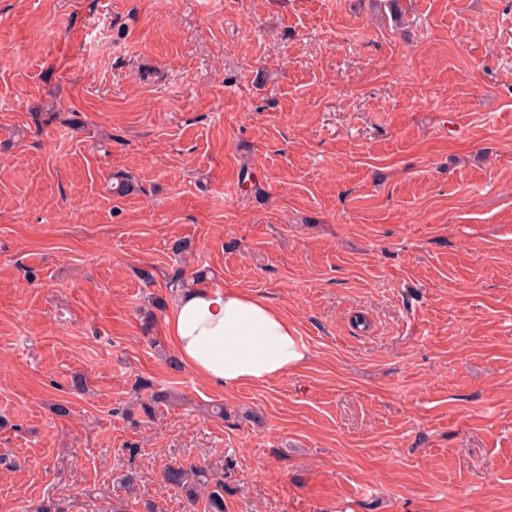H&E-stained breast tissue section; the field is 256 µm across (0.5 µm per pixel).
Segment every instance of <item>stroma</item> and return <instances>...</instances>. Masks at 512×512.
<instances>
[{"mask_svg": "<svg viewBox=\"0 0 512 512\" xmlns=\"http://www.w3.org/2000/svg\"><path fill=\"white\" fill-rule=\"evenodd\" d=\"M400 4L0 0V512L127 470V512H203L177 460L224 512H512V0ZM202 268L308 362L170 366L140 311ZM162 481L182 490L193 504L202 497L203 512H224V479L217 473L175 461L163 470Z\"/></svg>", "mask_w": 512, "mask_h": 512, "instance_id": "stroma-1", "label": "stroma"}]
</instances>
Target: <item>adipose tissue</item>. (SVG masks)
I'll list each match as a JSON object with an SVG mask.
<instances>
[{"instance_id":"obj_1","label":"adipose tissue","mask_w":512,"mask_h":512,"mask_svg":"<svg viewBox=\"0 0 512 512\" xmlns=\"http://www.w3.org/2000/svg\"><path fill=\"white\" fill-rule=\"evenodd\" d=\"M166 331L180 362L226 388L279 378L308 356L287 317L271 301L242 290L197 286L178 292Z\"/></svg>"}]
</instances>
